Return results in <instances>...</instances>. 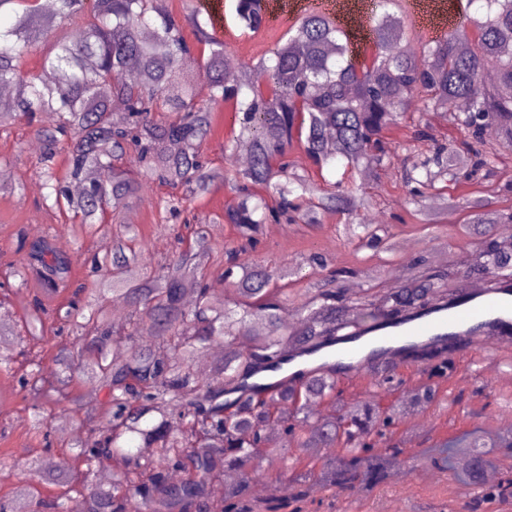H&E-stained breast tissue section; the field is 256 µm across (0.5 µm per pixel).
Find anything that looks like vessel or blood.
Returning <instances> with one entry per match:
<instances>
[{"mask_svg": "<svg viewBox=\"0 0 512 512\" xmlns=\"http://www.w3.org/2000/svg\"><path fill=\"white\" fill-rule=\"evenodd\" d=\"M318 9L327 15H339L349 22L351 8L335 9L327 0H297L296 12ZM486 336L489 343L497 344L512 339V283L480 294H466L464 300L433 305L429 311L415 316L403 324L377 328L365 332L359 339H346L337 345L336 353L345 361L360 364L366 341L378 340L398 347L425 341L436 336Z\"/></svg>", "mask_w": 512, "mask_h": 512, "instance_id": "obj_1", "label": "vessel or blood"}]
</instances>
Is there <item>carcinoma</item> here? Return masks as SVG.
I'll list each match as a JSON object with an SVG mask.
<instances>
[{"mask_svg":"<svg viewBox=\"0 0 512 512\" xmlns=\"http://www.w3.org/2000/svg\"><path fill=\"white\" fill-rule=\"evenodd\" d=\"M54 2L46 13L40 0H0V11H12V20L0 24V86L14 93L11 110L0 112V130L19 117L40 118L37 173L49 189L45 200L71 211L85 237L100 233L97 222L107 208L122 212L145 180L196 196L211 193L220 175L201 160L211 111L183 69L194 48L165 0ZM234 11L246 30L256 33L266 25L262 0H234ZM189 19L197 43L210 46L200 58L210 99L233 101L242 114L229 148L243 143L251 152L250 166L239 176L238 204L227 214L240 242L224 245L223 298L216 299L212 288L207 224L194 225L192 245L157 262L137 246L133 224L115 225L109 241L88 257L80 248L58 251L48 236L27 243L13 264L23 285L33 278L44 294L59 295L81 263L96 276L92 298L77 288L50 310L34 300L23 325L26 335L37 338L50 320L67 341L54 356L56 371L47 372L32 347L22 351L21 364V384L32 400L30 429L44 450L53 446L46 406L65 416L84 412L88 434L67 442L75 452L53 475V481L65 482L66 492L52 501L32 493L22 494L19 503L0 498V512H231L249 494L254 476L248 463L258 452L291 471L296 483L313 479L336 490L358 482L370 490L404 454L398 447L376 448L393 418L379 398L394 387L397 362L425 364L427 380L411 390L404 411L411 416L448 400L434 382L453 370L448 343L404 351L398 361L366 371L375 389L364 403L341 402L336 375L349 372V364L324 360L303 368L289 376L286 390L264 373L281 370L293 352L313 356L368 327L400 324L438 299L512 282V246H505L507 234L495 230L512 223V212L491 210L480 200L470 202V221L460 225L483 242L465 276L451 261L437 271L417 257L405 280L347 297L336 284L360 275L358 267H337L317 281V270L328 267L318 253L305 264L278 266L242 258L256 247L262 225L284 220L312 226L328 211L355 217L343 225V235L357 250L391 252L389 225L370 224L360 215L364 194L342 179L322 189L284 162L296 142L320 169L330 163L346 173L381 169L391 164L384 132L412 109L411 141H429L424 116L436 110L448 113L474 162L460 174L453 147L434 143L420 153L406 172L407 181L418 185L412 198L417 211L439 181L490 175L496 154L486 149V138L494 134L512 149V95L502 93L512 87V0H467L457 23L435 40H420L418 56L395 44L411 27L403 0H377L368 36L356 52L353 34L311 11L296 19L271 57L255 63L224 51L197 11L190 10ZM59 29L65 34L55 55L36 71L24 69V58L38 52L40 36ZM228 67L239 71L231 87L224 80ZM490 67L492 84L485 81ZM115 98L125 105L121 113L112 109ZM460 99L469 101L465 112L455 108ZM65 139L72 149L61 177L55 156ZM73 182L81 184L80 193L70 191ZM286 278L296 288L279 285ZM112 300L130 308L120 332L112 325ZM290 303L299 315L291 327L281 318ZM121 343L127 351L117 357ZM215 346L224 357L209 373H199L196 363ZM78 382L104 392L102 407L80 401ZM467 447L462 468L472 509L489 497L512 498L510 478L483 488L485 470L501 456L512 458V437L472 438ZM454 448L446 440L428 459L451 467ZM489 448L501 449V456ZM109 460L112 481L101 483L97 473ZM228 469L241 477L224 485L218 511L213 490ZM172 470L185 478L171 480Z\"/></svg>","mask_w":512,"mask_h":512,"instance_id":"cac0c4a2","label":"carcinoma"}]
</instances>
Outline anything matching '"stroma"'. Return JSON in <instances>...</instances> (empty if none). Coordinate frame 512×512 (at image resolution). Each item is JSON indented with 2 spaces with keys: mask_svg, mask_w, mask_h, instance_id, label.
<instances>
[{
  "mask_svg": "<svg viewBox=\"0 0 512 512\" xmlns=\"http://www.w3.org/2000/svg\"><path fill=\"white\" fill-rule=\"evenodd\" d=\"M289 25L285 18L267 24L257 33H246L227 7L221 19H208L206 29L223 42L227 52L250 62L282 42ZM211 110L212 131L202 151L223 179L210 194L185 198L177 221L211 225L212 241L220 247L236 235L225 217L238 202L235 179L240 167L229 157L225 146L239 125L232 103L217 101ZM412 124L408 118L402 127L387 132L390 166L374 172L369 181L358 172L352 178L353 187L369 196V216L390 225L394 241L411 243V251L393 250L383 262L361 258L337 231L338 225L348 223V215L329 213L313 230L301 224L288 225L282 235L261 230L255 259L299 263L309 254L320 253L335 266H358L392 284L402 279L406 263L418 256H427L437 270L444 269L445 258L472 256L476 240L460 236L456 227L468 222L466 203L473 198H485L499 209L512 207V189L507 186L512 177V152L500 148L498 142H489V150L498 154L495 174L470 185L438 182L434 206L417 216L405 182V174L415 160L408 148ZM36 140L34 126L24 120L17 121L10 133L0 134V169L10 174L8 189L0 191V265L18 258L22 241L47 234L53 235L57 248L63 251H71L78 244L73 234L62 231L63 225L72 222L68 213L47 209L43 203L46 190L35 172L40 156L33 147ZM172 194L170 186L148 181L120 219L137 226L143 251L157 260L172 249L169 230L159 217L161 201ZM444 386L449 395H461L460 404L431 406L396 426L395 437L407 448L406 479L399 481L390 474L374 490L335 493L309 483H290L284 475L280 481L287 484V493L271 490L262 497L249 496L252 512H265L267 502L282 500L286 495L301 496L302 512H475L470 508L466 486L453 471L428 464L424 453L435 444L470 433L495 437L512 431L501 423L502 418L512 415V344L463 346ZM30 405V396L20 390L16 377L0 373V448L9 453L8 461L0 465V496L23 491L35 477L32 464H42L48 470L68 452L60 442L51 451H43L27 436Z\"/></svg>",
  "mask_w": 512,
  "mask_h": 512,
  "instance_id": "35a3bbf8",
  "label": "stroma"
}]
</instances>
